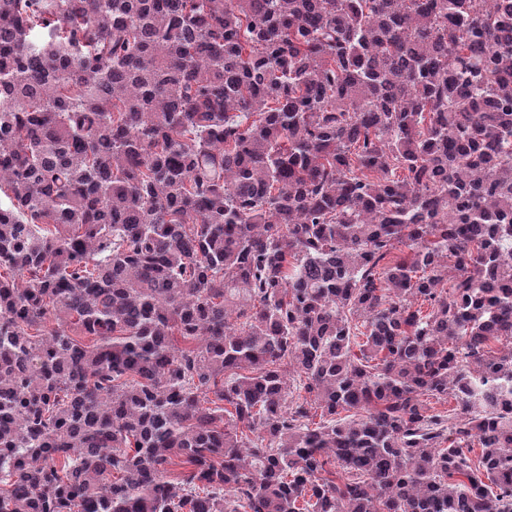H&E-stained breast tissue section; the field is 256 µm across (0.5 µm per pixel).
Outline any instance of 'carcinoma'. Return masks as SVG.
Masks as SVG:
<instances>
[{
    "label": "carcinoma",
    "instance_id": "1",
    "mask_svg": "<svg viewBox=\"0 0 512 512\" xmlns=\"http://www.w3.org/2000/svg\"><path fill=\"white\" fill-rule=\"evenodd\" d=\"M0 195V512H512V0H0Z\"/></svg>",
    "mask_w": 512,
    "mask_h": 512
}]
</instances>
